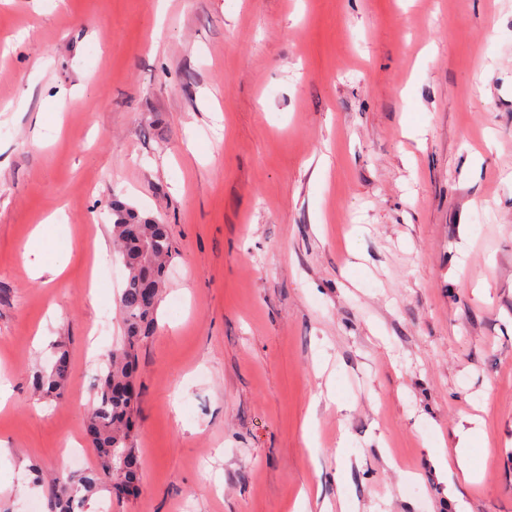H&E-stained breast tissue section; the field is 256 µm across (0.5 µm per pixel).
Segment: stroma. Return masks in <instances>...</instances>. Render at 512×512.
I'll use <instances>...</instances> for the list:
<instances>
[{
  "label": "stroma",
  "instance_id": "35a3bbf8",
  "mask_svg": "<svg viewBox=\"0 0 512 512\" xmlns=\"http://www.w3.org/2000/svg\"><path fill=\"white\" fill-rule=\"evenodd\" d=\"M0 512L78 476L112 203L175 252L116 512H512V0H0ZM484 78L483 92L475 81ZM48 121L36 126L39 113ZM41 264L25 246L57 207ZM43 347H36V340ZM59 397L33 381L57 347ZM312 423V442L302 425ZM472 429L447 497L429 461ZM82 449L83 469L64 453Z\"/></svg>",
  "mask_w": 512,
  "mask_h": 512
}]
</instances>
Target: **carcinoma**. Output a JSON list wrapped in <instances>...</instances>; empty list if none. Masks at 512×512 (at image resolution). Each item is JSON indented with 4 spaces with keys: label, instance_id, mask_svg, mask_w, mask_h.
Listing matches in <instances>:
<instances>
[{
    "label": "carcinoma",
    "instance_id": "obj_1",
    "mask_svg": "<svg viewBox=\"0 0 512 512\" xmlns=\"http://www.w3.org/2000/svg\"><path fill=\"white\" fill-rule=\"evenodd\" d=\"M112 232L126 270L119 302L124 336L120 346L112 349V360L106 362L86 427L99 465L76 481L69 475L53 477L49 512H74V503L84 504L108 482L117 500L139 486L141 460L132 446L138 349L155 328L173 242L162 221L143 217L135 208L117 201L112 203ZM69 370L68 355L60 348L50 373L37 376L36 388L45 396L60 394Z\"/></svg>",
    "mask_w": 512,
    "mask_h": 512
}]
</instances>
